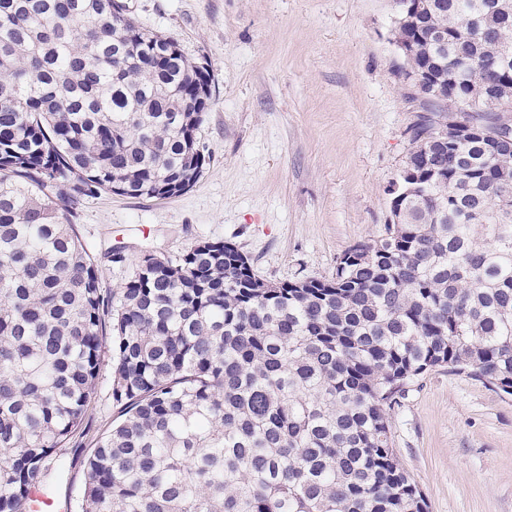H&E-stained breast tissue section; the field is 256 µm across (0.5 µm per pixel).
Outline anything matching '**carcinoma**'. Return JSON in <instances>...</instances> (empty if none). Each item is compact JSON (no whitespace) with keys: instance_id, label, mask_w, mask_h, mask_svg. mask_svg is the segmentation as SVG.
<instances>
[{"instance_id":"1","label":"carcinoma","mask_w":512,"mask_h":512,"mask_svg":"<svg viewBox=\"0 0 512 512\" xmlns=\"http://www.w3.org/2000/svg\"><path fill=\"white\" fill-rule=\"evenodd\" d=\"M427 3L415 67L463 122L502 121L512 0ZM211 96L125 0H0V512L63 471L107 326L118 416L81 512H426L386 405L445 365L512 394V142L433 140L426 103L399 222L331 278L271 282L202 241L105 296L80 199L193 187Z\"/></svg>"}]
</instances>
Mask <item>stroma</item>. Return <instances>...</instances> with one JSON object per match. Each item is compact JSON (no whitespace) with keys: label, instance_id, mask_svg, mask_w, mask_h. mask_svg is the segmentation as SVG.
<instances>
[{"label":"stroma","instance_id":"35a3bbf8","mask_svg":"<svg viewBox=\"0 0 512 512\" xmlns=\"http://www.w3.org/2000/svg\"><path fill=\"white\" fill-rule=\"evenodd\" d=\"M126 3L146 29L206 64L212 100L197 141L209 163L176 197L103 191L81 200L73 222L104 294L124 286L147 252L175 260L222 240L263 279L287 282L331 277L346 249L384 235L419 118L392 42L394 0ZM111 380L107 352L51 486L65 512H79L85 451L117 414ZM388 417L427 512H512V395L437 367L394 394Z\"/></svg>","mask_w":512,"mask_h":512}]
</instances>
